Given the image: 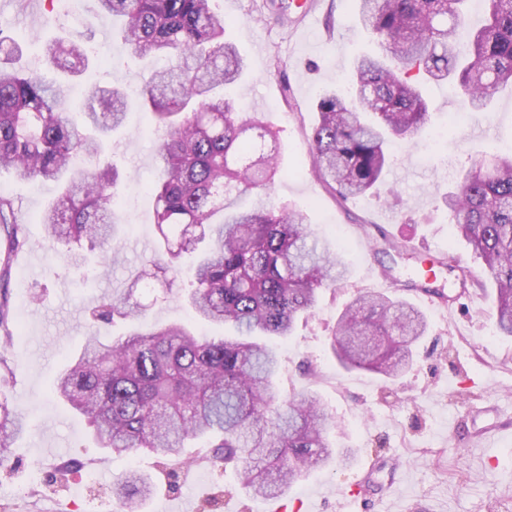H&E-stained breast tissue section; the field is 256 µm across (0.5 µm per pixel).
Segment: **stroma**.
<instances>
[{
    "instance_id": "stroma-1",
    "label": "stroma",
    "mask_w": 512,
    "mask_h": 512,
    "mask_svg": "<svg viewBox=\"0 0 512 512\" xmlns=\"http://www.w3.org/2000/svg\"><path fill=\"white\" fill-rule=\"evenodd\" d=\"M39 2L47 24L15 6L0 15V26L19 33L24 60L47 76L67 77L64 111L77 109L89 86L136 87L141 61L118 43L109 57L99 49L112 36V20L98 14L96 0H83L95 51L81 71L68 77L44 60V41L80 30L49 0ZM314 2L303 24L275 21L268 0H221L219 7L226 39L249 65L235 95L246 112L264 114L278 131L280 171L268 190L271 201L296 205L320 238L340 245L348 263L344 286L321 291L314 311L279 342L277 382L285 393H318L334 421L328 438L351 449L350 462L311 472L283 498L256 499L230 467L202 458L166 466L151 455L98 447L86 419L55 398L53 385L85 336L108 340L131 329L119 318L93 320L92 311L102 297L128 288L158 246L145 193L155 172L156 135L151 113L135 108L110 141L125 226L120 261L108 275L66 265L50 247L39 216L52 187L0 174V191L13 199L29 239L12 262L9 300L18 331L6 357L14 374L0 383L25 428L0 461V512H113L112 482L130 469L150 474L156 486L145 512H198L212 498L219 501L216 512H512V337L498 335L494 290L441 201L475 159L512 151V93L496 96L488 111L468 112L451 84L432 86L426 129L392 146L378 192L341 200L310 166L316 102L324 90L344 89L356 58L375 45L354 0ZM382 231L413 247L423 265L437 263L435 285L450 303H429L408 290L412 264L378 252ZM448 253L470 269V283L440 267ZM373 288L412 302L428 323L409 368L394 380L344 369L330 349L344 306L358 290ZM136 297L147 307L142 326L195 321L180 286L159 283ZM72 459L79 468L61 475ZM369 459L377 464L371 480L381 495L357 502Z\"/></svg>"
}]
</instances>
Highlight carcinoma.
I'll list each match as a JSON object with an SVG mask.
<instances>
[{
	"label": "carcinoma",
	"mask_w": 512,
	"mask_h": 512,
	"mask_svg": "<svg viewBox=\"0 0 512 512\" xmlns=\"http://www.w3.org/2000/svg\"><path fill=\"white\" fill-rule=\"evenodd\" d=\"M136 58L163 62L143 83L142 107L155 116V201L161 248L140 279L154 273L175 283L188 273L186 300L200 320L229 324L235 336L207 338L183 325L134 329L105 341L86 337L59 374L55 391L82 414L101 448L178 460L191 441L208 439L206 458L233 464L255 498L276 499L299 478L346 462L351 450L327 439L329 417L309 390L282 396L275 383L276 348L256 336L285 338L315 307L318 291L346 280L348 267L305 222L257 191L278 173L276 134L263 118L222 94L244 74L246 61L224 40L217 0H98ZM467 0H358L365 29L382 53L358 57L353 85L327 89L316 104L309 153L318 178L346 200L380 180L391 138L418 134L429 120L427 82L448 78L469 112H483L512 88V0H489L486 23L467 31ZM87 41L53 40L43 55L57 63L88 61ZM22 45L0 27V172L58 192L40 223L77 264L99 250L98 268L116 254L122 221L116 213L119 172L104 154L123 127L131 102L121 90L89 91L73 119L60 111L67 82L22 67ZM454 229L484 263L496 285V328L512 336V154L478 161L458 191L443 197ZM0 231L8 252L28 246L12 199L0 196ZM209 240L194 266L179 260ZM9 259L0 264V338L14 335L7 298ZM138 281L101 298L97 316L140 319L132 301ZM427 321L404 299L365 291L341 316L331 349L341 365L394 379L412 361ZM21 427L0 398V459ZM154 494L150 476L128 470L112 483L124 512H141Z\"/></svg>",
	"instance_id": "cac0c4a2"
}]
</instances>
